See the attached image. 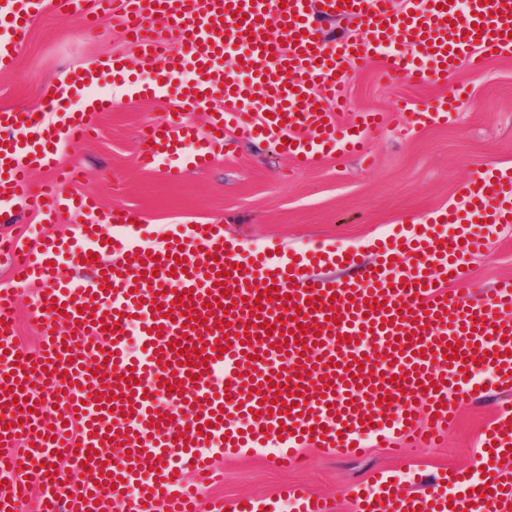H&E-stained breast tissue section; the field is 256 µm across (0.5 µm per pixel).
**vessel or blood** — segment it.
Here are the masks:
<instances>
[{
	"instance_id": "vessel-or-blood-1",
	"label": "vessel or blood",
	"mask_w": 512,
	"mask_h": 512,
	"mask_svg": "<svg viewBox=\"0 0 512 512\" xmlns=\"http://www.w3.org/2000/svg\"><path fill=\"white\" fill-rule=\"evenodd\" d=\"M45 0H0V70L15 66L26 24ZM120 22L133 34L142 69L155 72L151 92L168 99L175 119L151 127L140 162L163 168L169 181L207 168L224 152L225 133L273 139L290 158L312 162L339 151L361 153L380 125L376 112L337 121L348 107L343 83L352 71L384 57L387 71L414 84H447L465 68L481 72L494 52L512 51V0H121ZM288 32L281 44L270 30ZM115 61L74 70L51 88L41 107L0 111V199L52 224L63 209L95 210L91 197L68 191L58 150L86 138L83 104L100 110L111 98L93 88L128 82ZM457 87L413 125L447 122ZM210 114L198 133L183 116ZM56 181L30 189L33 170ZM129 211L110 210L99 229L76 241L15 238L11 285L0 288V512H110L131 498L133 512H190L198 504L194 472L218 481L214 453L276 448L293 465L315 443L353 456L368 446L438 442L458 403L477 388L512 394V278L483 296L458 284L466 258L484 244L491 224L512 218V174L480 173L463 201L411 235L379 240L377 267L344 280L304 271L325 262L350 267L347 250L316 247L284 263L224 245V231L202 224L143 245ZM455 225L452 233L442 232ZM69 254L85 276L54 265ZM183 272H175L177 259ZM44 288L31 305L41 327L38 356L17 340L19 288ZM290 295L292 309L257 305L268 287ZM91 306L93 314L82 313ZM174 317L155 316L156 307ZM228 331H218L220 320ZM117 332H110V325ZM274 332H267V325ZM160 333H153V326ZM304 327L299 344L286 331ZM228 338L227 350L217 341ZM457 344L456 358L447 355ZM196 348L200 366L181 364L174 345ZM439 390H432V383ZM303 403L272 401L284 391ZM111 401L98 406V393ZM187 401L202 430L177 436L163 395ZM434 420L417 432L416 416ZM67 448L69 468L48 466L50 448ZM512 409L500 411L482 437L484 473L445 474L443 486L402 492L379 479L351 503V512H512ZM299 512H336L326 499L291 486Z\"/></svg>"
}]
</instances>
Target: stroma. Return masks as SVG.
I'll return each mask as SVG.
<instances>
[{"label": "stroma", "instance_id": "35a3bbf8", "mask_svg": "<svg viewBox=\"0 0 512 512\" xmlns=\"http://www.w3.org/2000/svg\"><path fill=\"white\" fill-rule=\"evenodd\" d=\"M85 16L96 19V34L83 30ZM112 57L139 66L136 44L97 0H80L66 14L46 0L28 27L15 68L0 72V110L38 107L70 70ZM450 81L462 88L455 119L413 126L408 112L445 98V86L389 79L381 63H372L345 80L351 110L383 115L366 155L338 152L298 165L274 145L234 140L209 169L177 182L136 161L142 130L167 119L165 104L120 93L111 111L93 117L86 142L61 150L59 163L78 171L71 192L95 197L103 211L115 205L129 209L151 243L194 224H220L225 237L248 251L275 242L286 259L316 244L334 245L357 251L367 265L378 258L376 240L450 209L476 173L512 172V53L490 58L481 74L463 69ZM90 221V213L79 209L54 224L23 213L17 223H0V233H20L33 243L69 239L77 225ZM471 263L461 284L470 293L512 277V224L492 225L485 249ZM502 403L491 394L465 399L442 446L408 448L400 457L379 447L354 457L308 448L299 466L284 470L270 451L242 448L219 457L224 481L201 484L200 498L220 497L229 507L251 496L258 512H290L282 490L292 484L347 512L356 491L374 476L397 475L411 466L427 482L450 467L472 468L481 434Z\"/></svg>", "mask_w": 512, "mask_h": 512}]
</instances>
